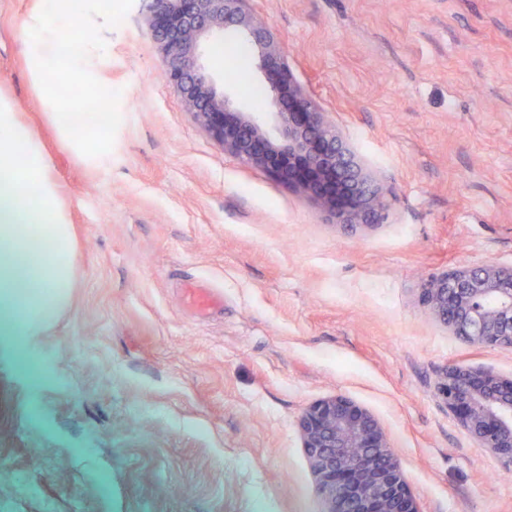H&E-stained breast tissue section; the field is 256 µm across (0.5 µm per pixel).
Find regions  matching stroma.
Masks as SVG:
<instances>
[{"mask_svg":"<svg viewBox=\"0 0 512 512\" xmlns=\"http://www.w3.org/2000/svg\"><path fill=\"white\" fill-rule=\"evenodd\" d=\"M326 119L390 196L355 231L216 146L162 77L143 0L91 62L121 92L107 164L63 143L0 0V95L41 142L74 288L32 379L0 345V512H322L297 421L341 394L398 454L419 512H512V474L436 396L464 343L423 278L512 267V0H250ZM222 291L197 309L192 288ZM39 466H32V457Z\"/></svg>","mask_w":512,"mask_h":512,"instance_id":"35a3bbf8","label":"stroma"}]
</instances>
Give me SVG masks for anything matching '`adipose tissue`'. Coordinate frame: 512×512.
I'll return each mask as SVG.
<instances>
[{"label":"adipose tissue","mask_w":512,"mask_h":512,"mask_svg":"<svg viewBox=\"0 0 512 512\" xmlns=\"http://www.w3.org/2000/svg\"><path fill=\"white\" fill-rule=\"evenodd\" d=\"M29 185L38 190L31 202L22 194ZM73 266L72 230L42 145L0 98V342L31 376L39 364L29 339L66 303Z\"/></svg>","instance_id":"adipose-tissue-1"}]
</instances>
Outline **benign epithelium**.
<instances>
[{
	"label": "benign epithelium",
	"mask_w": 512,
	"mask_h": 512,
	"mask_svg": "<svg viewBox=\"0 0 512 512\" xmlns=\"http://www.w3.org/2000/svg\"><path fill=\"white\" fill-rule=\"evenodd\" d=\"M150 35L176 86L214 143L267 170L350 229L387 223V192L364 172L336 126L306 95L283 47L247 0H150ZM233 27L255 52L277 112L234 110L201 62L202 41ZM420 304L456 337L512 348V267L442 272L421 285ZM437 395L466 435L512 470V379L482 369H446ZM298 428L323 512H419L402 463L374 415L343 395L310 404Z\"/></svg>",
	"instance_id": "7a95c632"
}]
</instances>
